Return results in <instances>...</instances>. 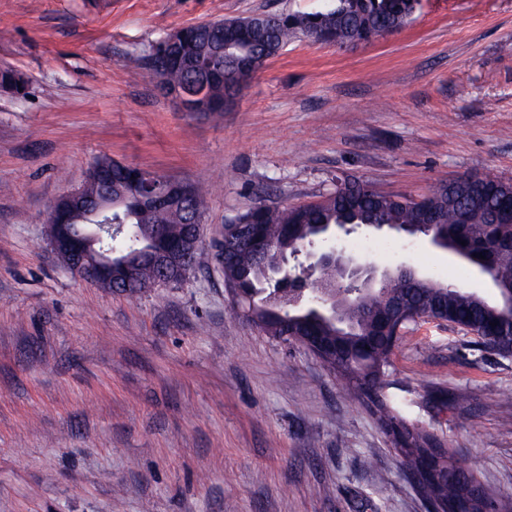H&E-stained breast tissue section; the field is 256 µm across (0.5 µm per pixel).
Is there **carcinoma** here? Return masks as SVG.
<instances>
[{"label": "carcinoma", "mask_w": 512, "mask_h": 512, "mask_svg": "<svg viewBox=\"0 0 512 512\" xmlns=\"http://www.w3.org/2000/svg\"><path fill=\"white\" fill-rule=\"evenodd\" d=\"M412 0H336L333 7L314 12L276 15L263 28L254 18H230L201 23L178 30L177 43L169 46L161 41L155 48L158 57L166 61L164 80L170 86L184 87L194 82L192 74L182 64L185 58L211 61L219 73L233 72V65L247 64L259 71L298 35L318 41L346 46L356 34L380 37L387 28L395 31L412 20ZM201 112L224 111V78L209 83L203 97L195 101ZM104 176L112 191V223L129 224V234L112 245L121 258L142 257L146 236L141 225L157 226L159 242L169 244L184 234V224L192 214H201L205 194L197 185L186 186L193 202V212L179 207H156L145 201L152 189H168L167 177L141 169L137 181L109 157L98 158L85 182L86 190L99 191L97 180ZM492 195L495 202H512V177L499 174L483 175L475 180L463 179L454 186L438 184L430 199L439 213V236L450 252L463 253L471 267L490 268L496 285L512 286V251H500L497 241L512 238L511 224H488L483 208L470 210V223L461 224L458 211L473 196ZM348 197L337 195L326 203H311L298 208L258 205L256 212L242 214L262 225L264 235L273 241L272 251L265 260L272 262L278 255L300 250L322 240L324 227L336 224H398L421 223L415 209L393 199L377 196L359 202L355 210H347ZM466 241L461 245L460 241ZM483 258H478V255ZM262 259L245 248L234 261L224 265V283H233L248 293L258 287L259 265ZM395 294L416 304L428 315L461 328L477 339V344L502 356H511L512 349L503 343L501 333L512 329V311L504 309L500 298L489 300L457 285L424 279L410 285L400 277L375 287L371 292L346 290L336 296V304L347 319L344 325L323 321L298 309L271 312L263 317L261 329L271 336L288 340L284 326L305 327L335 347L331 369L358 398L368 397L374 404L386 431L401 427L412 437V445L404 454L405 471L414 469L423 452V445L434 440L424 429L407 423L399 411L380 399L381 373L398 346L401 335L396 331L382 333L376 315L386 305L387 297ZM468 472L459 466L438 485L427 484L420 492L425 499L453 500L459 492L457 477Z\"/></svg>", "instance_id": "cac0c4a2"}]
</instances>
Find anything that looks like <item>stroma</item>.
<instances>
[{"mask_svg": "<svg viewBox=\"0 0 512 512\" xmlns=\"http://www.w3.org/2000/svg\"><path fill=\"white\" fill-rule=\"evenodd\" d=\"M327 0H0V512H427L375 416L303 347L229 314L211 250L178 286L128 296L53 255L51 206L107 156L209 186L205 240L257 204L348 176L421 196L512 177V0H421L405 28L303 37L221 112H185L148 63L171 32ZM369 258L490 294L423 240ZM383 394L485 491L512 500V356L423 318ZM455 395L441 406L431 393Z\"/></svg>", "mask_w": 512, "mask_h": 512, "instance_id": "35a3bbf8", "label": "stroma"}]
</instances>
